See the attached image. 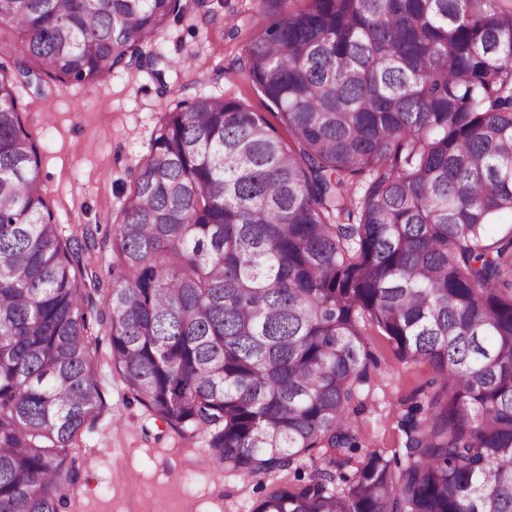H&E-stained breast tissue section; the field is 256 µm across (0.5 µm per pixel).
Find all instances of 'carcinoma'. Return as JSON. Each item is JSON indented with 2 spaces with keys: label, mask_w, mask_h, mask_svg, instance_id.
Here are the masks:
<instances>
[{
  "label": "carcinoma",
  "mask_w": 512,
  "mask_h": 512,
  "mask_svg": "<svg viewBox=\"0 0 512 512\" xmlns=\"http://www.w3.org/2000/svg\"><path fill=\"white\" fill-rule=\"evenodd\" d=\"M290 2L260 0L246 55L288 139L221 96L167 113L106 285L18 88L99 83L204 0H0V512H66L103 336L152 418L272 478L255 512H512V0ZM364 320L432 390L404 459L338 474Z\"/></svg>",
  "instance_id": "carcinoma-1"
}]
</instances>
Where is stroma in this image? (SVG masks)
Segmentation results:
<instances>
[{
	"label": "stroma",
	"instance_id": "obj_1",
	"mask_svg": "<svg viewBox=\"0 0 512 512\" xmlns=\"http://www.w3.org/2000/svg\"><path fill=\"white\" fill-rule=\"evenodd\" d=\"M261 20L260 0H204L171 17L164 37L148 46L155 67L118 69L94 85L48 79L41 98L21 89L22 120L39 147L42 185L62 233L94 228L89 256L102 279L112 271V228L164 113L199 95H220L276 122L245 67ZM364 340L372 359L352 416L355 465L371 450L401 452L398 420L410 402L423 400L432 376L428 363L402 359L375 328L366 327ZM99 381L105 411L83 430L69 512H254L268 481L216 470L201 443L148 415L109 359L101 361Z\"/></svg>",
	"mask_w": 512,
	"mask_h": 512
}]
</instances>
